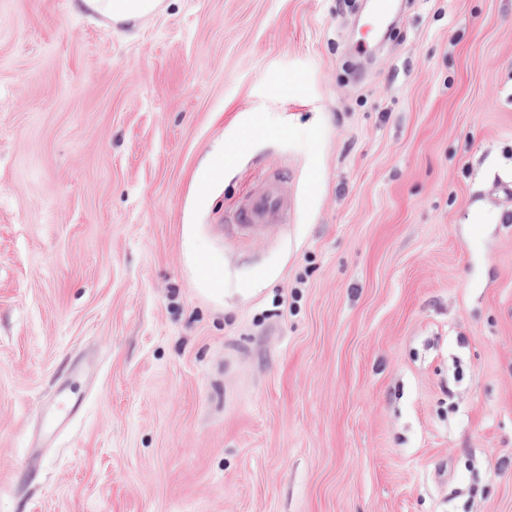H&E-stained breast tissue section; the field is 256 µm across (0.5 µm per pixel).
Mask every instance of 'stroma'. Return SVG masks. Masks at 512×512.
Wrapping results in <instances>:
<instances>
[{"label":"stroma","mask_w":512,"mask_h":512,"mask_svg":"<svg viewBox=\"0 0 512 512\" xmlns=\"http://www.w3.org/2000/svg\"><path fill=\"white\" fill-rule=\"evenodd\" d=\"M395 3L0 0V512H512V0ZM79 5L95 10L113 20H133L156 12L161 0H79ZM285 177L280 172L271 174L264 189L241 202L233 213L231 224H226V235L243 238L259 235L270 225L287 224L291 204L284 192ZM78 398L71 388L62 390L53 405L47 410L48 430L52 433L56 431V425L62 426L68 419L72 407L76 404Z\"/></svg>","instance_id":"35a3bbf8"}]
</instances>
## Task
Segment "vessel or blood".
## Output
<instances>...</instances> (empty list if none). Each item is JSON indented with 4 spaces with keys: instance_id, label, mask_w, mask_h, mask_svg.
I'll return each instance as SVG.
<instances>
[{
    "instance_id": "1",
    "label": "vessel or blood",
    "mask_w": 512,
    "mask_h": 512,
    "mask_svg": "<svg viewBox=\"0 0 512 512\" xmlns=\"http://www.w3.org/2000/svg\"><path fill=\"white\" fill-rule=\"evenodd\" d=\"M285 177L282 173L271 174L264 189L241 202L233 213L226 235L233 238L261 234L270 225L287 223L291 204L283 189ZM77 399L72 389L62 390L53 405L47 410L49 427L64 425Z\"/></svg>"
}]
</instances>
